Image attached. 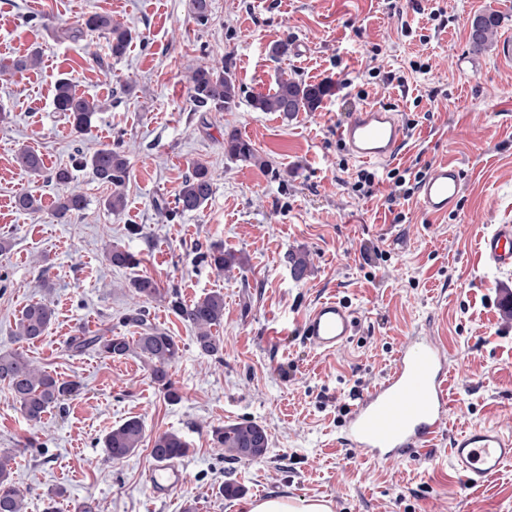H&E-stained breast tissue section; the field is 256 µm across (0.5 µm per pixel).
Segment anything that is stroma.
Segmentation results:
<instances>
[{
    "instance_id": "35a3bbf8",
    "label": "stroma",
    "mask_w": 512,
    "mask_h": 512,
    "mask_svg": "<svg viewBox=\"0 0 512 512\" xmlns=\"http://www.w3.org/2000/svg\"><path fill=\"white\" fill-rule=\"evenodd\" d=\"M190 0H0V58L41 49L38 67L0 76V351L20 350L75 394L27 424L0 385V451L14 454V480L26 512H44L46 496L65 489L58 512L91 503L95 512H242L243 499L284 494L318 497L333 512H512V462L483 485L468 486L454 467L450 442L475 423L512 430V318L503 300L512 271L486 264L480 237L512 224V61L498 47L476 53L469 22L501 14L499 35H512V0H212L206 25L190 17ZM442 8L447 21L432 17ZM99 13L136 33L121 58L105 39L57 38ZM291 43L288 58L270 57L272 42ZM428 64L414 73L410 61ZM230 64L241 87L231 110L200 107L190 75L200 65ZM326 82L331 92L314 112L283 118L253 110V95L279 74ZM71 79L99 100L90 135L76 138L55 111L54 86ZM396 109L408 142L394 164L353 161L338 128L356 108ZM237 131L268 164L246 165L224 153ZM116 143L128 161L127 206L109 211L105 186L74 170L64 187L31 177L16 162L37 151L48 172L70 165L75 152ZM204 162L214 194L202 211L174 215L175 194ZM457 163L463 188L448 214L434 217L418 198L390 200V168L427 170ZM377 178L376 195L353 185L359 170ZM86 208L57 222L52 212L66 190ZM41 196L43 210H16L15 196ZM140 233L128 235V225ZM117 245L139 255L138 270L104 257ZM240 254L244 268L226 273L202 260L210 247ZM306 252L309 272L295 280L288 253ZM176 289L185 302L224 294L221 358L201 354L194 330L160 303H143L127 283L133 273ZM336 298L357 316L350 340L334 353L312 350L301 321L319 301ZM49 301L46 336L17 342L22 308ZM148 320L176 336L182 353L171 369L181 399L168 402L136 355L107 360L88 350L71 355L65 340L88 334L134 336L127 317ZM437 339L448 355V418L426 453L393 463L364 458L339 442L355 397L389 371L405 336ZM140 418L146 441L112 460L103 440L128 418ZM240 419L260 424L269 444L258 461L227 459L212 426ZM175 431L189 444L187 480L154 498L150 441ZM243 497L225 498L224 482Z\"/></svg>"
}]
</instances>
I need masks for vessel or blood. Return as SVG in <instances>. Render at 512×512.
<instances>
[{
	"label": "vessel or blood",
	"mask_w": 512,
	"mask_h": 512,
	"mask_svg": "<svg viewBox=\"0 0 512 512\" xmlns=\"http://www.w3.org/2000/svg\"><path fill=\"white\" fill-rule=\"evenodd\" d=\"M341 138L360 161L386 162L398 157L407 132L397 113L366 104L340 128ZM462 189L460 168L450 162L431 164L418 194L422 210L442 215L452 209ZM484 260L500 270H512V224H496L482 236ZM303 335L313 348L336 352L356 327L345 304L334 299L318 302L305 317ZM448 415V360L430 336L402 340L386 377L362 392L353 404L341 437L342 443L377 462L402 459L410 449L430 446L444 428ZM451 455L457 469L473 487L483 484L504 464L512 462V432L474 424L455 436ZM183 465L156 462L149 471L152 491L168 496L184 484Z\"/></svg>",
	"instance_id": "obj_1"
}]
</instances>
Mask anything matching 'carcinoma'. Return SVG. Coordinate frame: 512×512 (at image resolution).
I'll return each mask as SVG.
<instances>
[{"instance_id":"cac0c4a2","label":"carcinoma","mask_w":512,"mask_h":512,"mask_svg":"<svg viewBox=\"0 0 512 512\" xmlns=\"http://www.w3.org/2000/svg\"><path fill=\"white\" fill-rule=\"evenodd\" d=\"M190 11L199 25L208 23L212 13V0H190ZM84 30L103 36L108 43L112 57H122L133 40L132 30L113 23L107 15L92 14L83 23ZM500 16L494 12L479 13L470 20L469 44L475 51L489 49L498 34ZM82 30V31H84ZM81 30L61 28L57 37L75 39ZM39 62V52L33 51L23 59L5 61L0 59V75L13 74L34 68ZM190 91L193 101L202 107L211 106L228 110L236 103L240 87L236 83L230 65L222 67L199 66L192 71ZM328 87L307 84L292 77H281L275 87L266 94H258L251 99V106L259 112H277L288 119L299 112L316 111ZM55 109L65 112L71 130L78 136L89 134L94 127L97 113L103 106L77 92L75 85L67 78L55 83ZM224 153L230 159L254 166L264 167L267 161L261 156L252 142L232 130L224 134ZM16 162L26 172L40 176L44 173L41 156L22 149L16 155ZM78 166L88 172L91 178L111 189L105 199L106 207L119 213L125 208L124 188L128 178V162L123 151L110 144H102L92 154L82 156ZM214 193V182L209 168L202 162L193 166L192 173L179 187L176 194L175 212L186 214L200 211ZM17 210L35 214L43 210L42 198L31 193L21 192L14 200ZM86 200L79 193H69L58 200L56 215L62 219L82 211ZM106 260L118 268H131L136 264L133 253L119 246L109 248ZM203 261L211 268L222 272L236 263V258L224 252V247L215 245L203 255ZM291 272L298 280L304 278L308 268V258L304 253H290L287 256ZM133 292L144 301L161 302L180 320L188 323L195 331L194 344L203 354L217 356L222 352L220 337L212 329L224 321V295L211 292L187 304L181 300L176 290L163 289L150 276H135L128 283ZM54 316L53 309L44 301L26 305L17 319L14 336L19 342L34 341L48 332ZM137 324L139 335L89 336L82 329L65 341V348L72 354H82L92 349L105 359L122 358L132 353L144 359L150 369L152 382L171 401L179 399L170 376L172 365L180 357V341L168 332L148 323L142 312L128 318ZM0 383L7 385L23 418L33 426L43 422L45 414L64 397L78 391L75 381L61 382L46 370L38 368L27 356L18 350L0 352ZM213 443L224 449L232 460H259L268 448V436L258 423L242 419L234 423L212 428ZM144 439V425L141 419L132 417L112 428L104 438V448L114 460L124 459L141 448ZM188 443L175 432H163L154 437L150 454L156 460H175L185 456ZM24 495L13 479V457L0 453V512H25Z\"/></svg>"}]
</instances>
